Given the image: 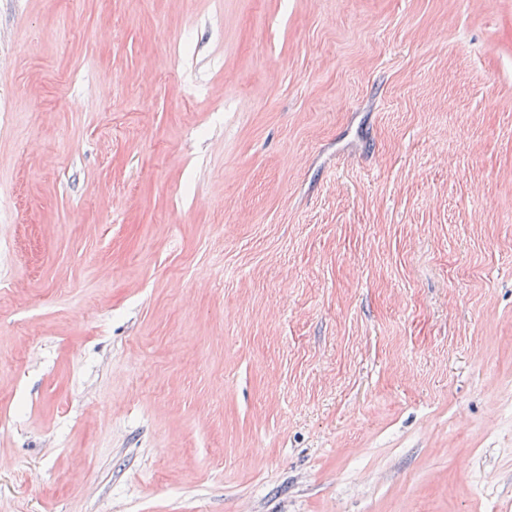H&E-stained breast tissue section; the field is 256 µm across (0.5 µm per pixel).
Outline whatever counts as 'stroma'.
I'll use <instances>...</instances> for the list:
<instances>
[{
    "label": "stroma",
    "mask_w": 512,
    "mask_h": 512,
    "mask_svg": "<svg viewBox=\"0 0 512 512\" xmlns=\"http://www.w3.org/2000/svg\"><path fill=\"white\" fill-rule=\"evenodd\" d=\"M0 512H512V0H0Z\"/></svg>",
    "instance_id": "stroma-1"
}]
</instances>
